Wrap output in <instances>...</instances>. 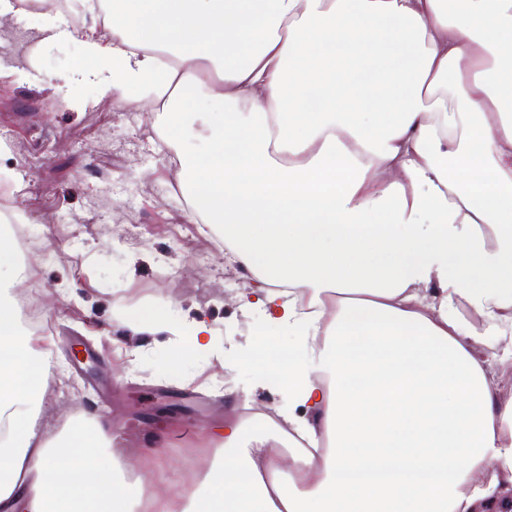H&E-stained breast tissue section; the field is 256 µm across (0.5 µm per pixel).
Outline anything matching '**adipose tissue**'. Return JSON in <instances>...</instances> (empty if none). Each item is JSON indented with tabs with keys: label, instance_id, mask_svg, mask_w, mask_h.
<instances>
[{
	"label": "adipose tissue",
	"instance_id": "1",
	"mask_svg": "<svg viewBox=\"0 0 512 512\" xmlns=\"http://www.w3.org/2000/svg\"><path fill=\"white\" fill-rule=\"evenodd\" d=\"M81 37L73 76L155 112L188 223L265 314L220 352L164 299L115 320L283 401L270 429L225 426L165 512H481L512 485V399L479 355H512V0H112ZM43 362L0 299V512H137L95 421L37 444ZM283 435L327 451L280 475Z\"/></svg>",
	"mask_w": 512,
	"mask_h": 512
}]
</instances>
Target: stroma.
Segmentation results:
<instances>
[{"label": "stroma", "mask_w": 512, "mask_h": 512, "mask_svg": "<svg viewBox=\"0 0 512 512\" xmlns=\"http://www.w3.org/2000/svg\"><path fill=\"white\" fill-rule=\"evenodd\" d=\"M13 2L15 16L0 22V173L10 175L12 215L24 216L42 243L21 257L26 277L10 296L16 303L37 292L42 316L60 328L59 338L40 339L49 365L39 435L53 441L95 415L109 433L108 453L129 476L189 488L218 452L214 431L238 418L251 367L228 375L201 359L189 374L159 373L168 336H128L112 311L166 298L180 315L207 322L226 347L259 319L236 298L244 273L227 264L213 227L185 234L174 150L136 137L154 128L155 113L102 98L95 82L66 81L79 39L44 40L40 13ZM75 235L82 243L74 249ZM161 264L167 274L159 278ZM74 341L95 350L80 373ZM152 439L165 447L155 464L147 458Z\"/></svg>", "instance_id": "35a3bbf8"}]
</instances>
